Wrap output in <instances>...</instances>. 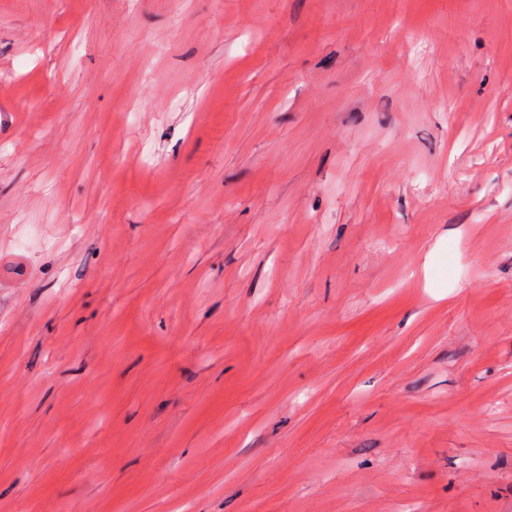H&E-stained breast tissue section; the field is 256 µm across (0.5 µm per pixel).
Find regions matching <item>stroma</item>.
<instances>
[{"label":"stroma","instance_id":"stroma-1","mask_svg":"<svg viewBox=\"0 0 512 512\" xmlns=\"http://www.w3.org/2000/svg\"><path fill=\"white\" fill-rule=\"evenodd\" d=\"M0 512H512V0H0Z\"/></svg>","mask_w":512,"mask_h":512}]
</instances>
